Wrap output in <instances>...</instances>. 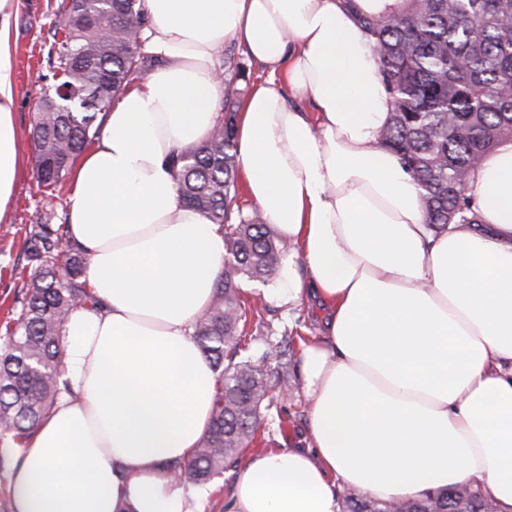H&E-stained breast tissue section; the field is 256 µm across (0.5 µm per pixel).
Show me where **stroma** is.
Listing matches in <instances>:
<instances>
[{
	"label": "stroma",
	"instance_id": "stroma-1",
	"mask_svg": "<svg viewBox=\"0 0 512 512\" xmlns=\"http://www.w3.org/2000/svg\"><path fill=\"white\" fill-rule=\"evenodd\" d=\"M57 0H21L15 23V42L12 59L18 86L16 124L21 136L24 154H31L30 128L34 112L38 109L41 91L32 77L35 73L51 75L48 52L53 43L52 21ZM231 61H220L225 78L233 79L237 93L225 101V111H239L245 96L257 81L267 78L264 67L252 63L243 49L234 43L225 45ZM43 213L41 195L37 190L33 166H26L18 180L8 223H0V339L5 336V325L14 306V299L25 280L22 270L27 263L25 231L28 225L39 221ZM323 318L318 306L300 311L298 318H291L279 309L265 313L263 323H250L249 335L257 345L270 354L272 364H279L281 334L284 328L302 322L306 333H314ZM271 406L265 411L257 439L251 452L270 448H302L307 443V402L301 388L298 359L288 364V392L269 394Z\"/></svg>",
	"mask_w": 512,
	"mask_h": 512
}]
</instances>
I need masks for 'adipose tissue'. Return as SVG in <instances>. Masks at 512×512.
<instances>
[{
    "label": "adipose tissue",
    "mask_w": 512,
    "mask_h": 512,
    "mask_svg": "<svg viewBox=\"0 0 512 512\" xmlns=\"http://www.w3.org/2000/svg\"><path fill=\"white\" fill-rule=\"evenodd\" d=\"M354 2L144 0L160 64L104 114L66 200L101 307L63 325L70 391L20 452L14 512H205L167 467L212 417L219 382L192 331L227 245L182 203L175 172L215 124L229 41L269 72L236 121L244 190L290 244L262 291L291 313L316 302L324 320L300 355L307 448L239 463L224 512H339L340 485L391 501L466 484L512 512V141L470 177L480 225L426 224L380 144L387 96L356 22L405 0ZM19 4L0 0V222L24 162Z\"/></svg>",
    "instance_id": "1"
}]
</instances>
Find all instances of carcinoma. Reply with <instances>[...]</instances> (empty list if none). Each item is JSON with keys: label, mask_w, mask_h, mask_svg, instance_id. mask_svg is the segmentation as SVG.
<instances>
[{"label": "carcinoma", "mask_w": 512, "mask_h": 512, "mask_svg": "<svg viewBox=\"0 0 512 512\" xmlns=\"http://www.w3.org/2000/svg\"><path fill=\"white\" fill-rule=\"evenodd\" d=\"M108 12L109 23L90 25L86 15ZM147 24L141 0H59L54 51L55 82L43 88L32 124L35 179L43 221L26 231L29 280L16 297L17 311L0 348V438L24 447L60 392V332L76 306L100 302L83 280L84 250L56 222L59 185L93 143L98 117L151 62L130 31ZM374 40L388 95L389 122L382 145L393 151L416 182L427 223L480 224L467 180L483 156L512 141V0H407L388 19L359 18ZM76 94L71 112H56L58 89ZM236 113L220 116L210 135L177 157V190L183 202L224 228L227 256L210 308L193 326L200 351L217 374L212 420L191 458L169 466L184 485L201 486L239 463L260 428L266 393L287 384L265 353L251 352L247 335L257 303L239 283L266 281L288 244L274 237L263 214L235 209L238 193ZM307 337L295 327L282 336L289 356ZM483 512L495 506L476 484L448 487L421 499L383 502L351 489L342 512Z\"/></svg>", "instance_id": "1"}]
</instances>
